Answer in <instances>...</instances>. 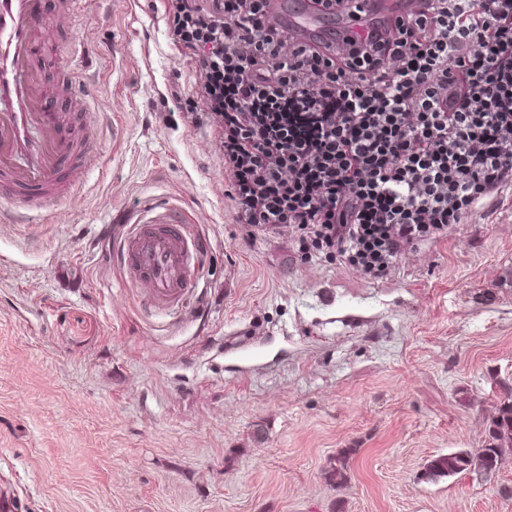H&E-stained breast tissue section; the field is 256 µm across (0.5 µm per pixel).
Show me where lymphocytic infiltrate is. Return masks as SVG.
Instances as JSON below:
<instances>
[{"mask_svg": "<svg viewBox=\"0 0 512 512\" xmlns=\"http://www.w3.org/2000/svg\"><path fill=\"white\" fill-rule=\"evenodd\" d=\"M271 0H165L219 131L235 223L369 280L512 183V0H417L394 26L300 39Z\"/></svg>", "mask_w": 512, "mask_h": 512, "instance_id": "lymphocytic-infiltrate-1", "label": "lymphocytic infiltrate"}]
</instances>
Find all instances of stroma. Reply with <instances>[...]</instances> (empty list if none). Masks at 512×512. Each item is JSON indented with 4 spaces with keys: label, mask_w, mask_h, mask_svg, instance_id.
Returning a JSON list of instances; mask_svg holds the SVG:
<instances>
[{
    "label": "stroma",
    "mask_w": 512,
    "mask_h": 512,
    "mask_svg": "<svg viewBox=\"0 0 512 512\" xmlns=\"http://www.w3.org/2000/svg\"><path fill=\"white\" fill-rule=\"evenodd\" d=\"M43 0L39 66L69 161L49 221L0 223V491L14 512H512V456L484 480L426 463L481 447L512 395V185L372 281L294 235L233 220L193 64L164 0ZM89 112L63 89L74 42ZM207 247L179 316L146 313L112 240L146 204ZM347 459L348 481L329 473Z\"/></svg>",
    "instance_id": "1"
}]
</instances>
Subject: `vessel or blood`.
I'll return each mask as SVG.
<instances>
[{
  "instance_id": "b4317fda",
  "label": "vessel or blood",
  "mask_w": 512,
  "mask_h": 512,
  "mask_svg": "<svg viewBox=\"0 0 512 512\" xmlns=\"http://www.w3.org/2000/svg\"><path fill=\"white\" fill-rule=\"evenodd\" d=\"M416 0H385L376 11L384 22L414 10ZM278 21L296 36L336 29L363 31L365 21L323 16L307 0H273ZM53 27L42 0H0V221L12 220L13 188H35L38 209L56 203L53 193L69 155L47 112V96L34 76L38 44L50 41ZM203 246L183 221L134 224L121 239L116 260L129 284H147L158 310L179 309Z\"/></svg>"
}]
</instances>
